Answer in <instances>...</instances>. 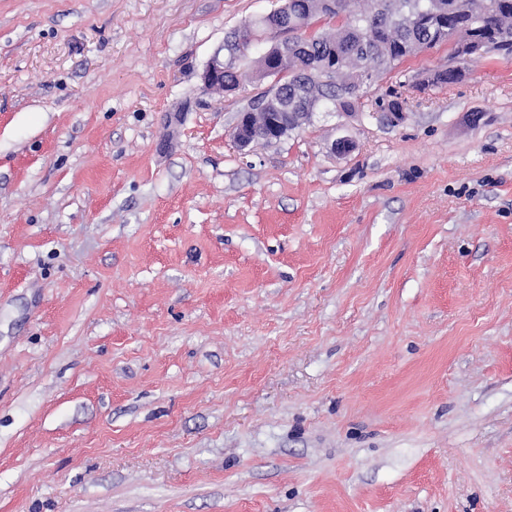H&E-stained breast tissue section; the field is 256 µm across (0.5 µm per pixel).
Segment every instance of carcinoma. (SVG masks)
<instances>
[{"label":"carcinoma","mask_w":512,"mask_h":512,"mask_svg":"<svg viewBox=\"0 0 512 512\" xmlns=\"http://www.w3.org/2000/svg\"><path fill=\"white\" fill-rule=\"evenodd\" d=\"M336 12H307L294 2L288 11V38L297 49L285 62L291 76L305 77L330 60L336 70L329 82L309 81L299 87L302 94L288 88V111L302 112L319 98H330L334 110L354 112L361 98L346 94L353 76L372 82L392 71L405 58L442 42L453 41L461 27L475 28L478 38L498 42L497 51L512 53V0H402L407 15L415 18L412 25L389 22L383 12L393 0H333ZM444 14L432 17L434 5ZM329 28H314L319 22Z\"/></svg>","instance_id":"1"}]
</instances>
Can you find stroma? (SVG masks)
I'll return each mask as SVG.
<instances>
[{"instance_id":"stroma-1","label":"stroma","mask_w":512,"mask_h":512,"mask_svg":"<svg viewBox=\"0 0 512 512\" xmlns=\"http://www.w3.org/2000/svg\"><path fill=\"white\" fill-rule=\"evenodd\" d=\"M280 3L0 0V512H512V55L240 151ZM238 58V55L233 53L227 54V57L223 54L222 58L219 55H215L203 73L202 79L204 85L208 88H213L223 93L235 90L237 86L225 88L224 79L227 81L239 83V81L242 80L246 74L241 71L240 67L226 73H224V70L233 65L238 60Z\"/></svg>"}]
</instances>
